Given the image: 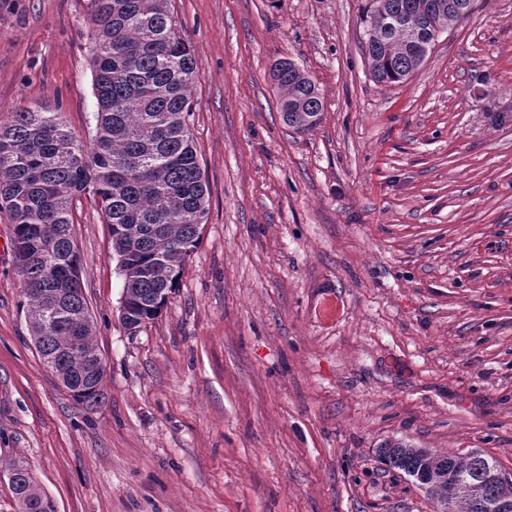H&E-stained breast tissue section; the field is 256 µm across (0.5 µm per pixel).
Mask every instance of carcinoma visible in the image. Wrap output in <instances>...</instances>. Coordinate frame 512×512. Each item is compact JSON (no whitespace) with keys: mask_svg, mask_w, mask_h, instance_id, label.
Returning a JSON list of instances; mask_svg holds the SVG:
<instances>
[{"mask_svg":"<svg viewBox=\"0 0 512 512\" xmlns=\"http://www.w3.org/2000/svg\"><path fill=\"white\" fill-rule=\"evenodd\" d=\"M471 2L374 0L364 49L375 81L407 79ZM89 8L97 103L92 145L78 141L47 105L20 108L0 124V213L18 243L26 307L41 306L57 288L73 289L48 324L34 319L31 329L52 373L75 402L94 410L104 397L103 380L87 375L85 352L96 346L81 255L70 233L74 199L90 192L100 205L123 281L121 322L134 333L157 319L175 292L208 218L209 189L188 123L200 70L172 0H90ZM271 73L284 91L283 121L299 132L314 129L323 108L315 83L291 60L273 62ZM76 330L84 346L65 348ZM377 455L407 475L433 470L459 477L465 489L448 500V512H475V500L499 493L486 479V465L495 461L480 452L442 455L390 442ZM9 484L27 512H55L24 463L12 464Z\"/></svg>","mask_w":512,"mask_h":512,"instance_id":"cac0c4a2","label":"carcinoma"}]
</instances>
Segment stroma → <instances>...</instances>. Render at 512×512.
Wrapping results in <instances>:
<instances>
[{"label":"stroma","mask_w":512,"mask_h":512,"mask_svg":"<svg viewBox=\"0 0 512 512\" xmlns=\"http://www.w3.org/2000/svg\"><path fill=\"white\" fill-rule=\"evenodd\" d=\"M89 0H0V122L35 101L94 135ZM373 0H173L201 77L210 210L162 314L119 319L92 195L73 232L104 399L77 404L31 336L0 216V512L23 461L56 512H434L376 450L512 473V0H473L403 82H376ZM317 85L284 124L270 67ZM271 73L284 95L279 101L283 121L299 132L314 129L322 112V101L315 83L291 60H276Z\"/></svg>","instance_id":"35a3bbf8"}]
</instances>
